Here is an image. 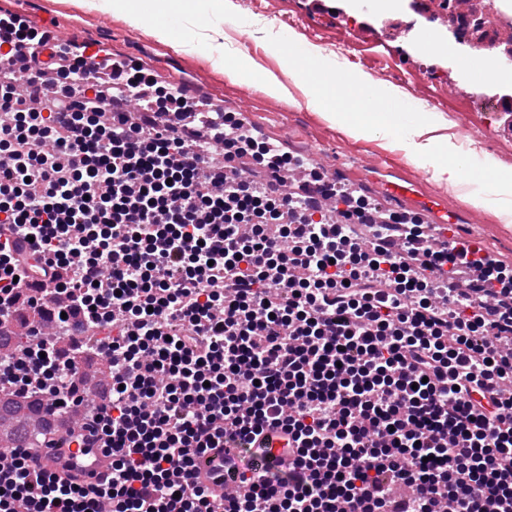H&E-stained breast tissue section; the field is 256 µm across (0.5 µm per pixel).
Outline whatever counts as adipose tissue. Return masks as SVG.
<instances>
[{
    "label": "adipose tissue",
    "mask_w": 512,
    "mask_h": 512,
    "mask_svg": "<svg viewBox=\"0 0 512 512\" xmlns=\"http://www.w3.org/2000/svg\"><path fill=\"white\" fill-rule=\"evenodd\" d=\"M82 6L104 14H123L135 27H151L163 43L193 49L206 45V32L224 21V0H81ZM161 13L175 16L181 32L173 39L168 27L156 24ZM288 74L296 85L316 77L318 88L306 93L308 106L322 109L333 127L357 139L383 138L402 146L412 159L433 167L438 179L458 189L473 207L494 210L512 219V171L491 155L472 156L460 149L455 135L446 133L438 112H399L400 94L393 88L372 87L362 74H343L323 61L317 48L303 47L288 56ZM213 63L230 80L247 78L263 93L288 97L278 77L241 56L216 52Z\"/></svg>",
    "instance_id": "1"
}]
</instances>
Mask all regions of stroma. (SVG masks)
I'll return each mask as SVG.
<instances>
[{
	"label": "stroma",
	"instance_id": "35a3bbf8",
	"mask_svg": "<svg viewBox=\"0 0 512 512\" xmlns=\"http://www.w3.org/2000/svg\"><path fill=\"white\" fill-rule=\"evenodd\" d=\"M326 11H312L308 0H224V42L247 54L258 67L282 74L288 59L272 44L277 35L293 36L314 46L344 72L364 74L372 86L381 71L403 102L442 113L452 133L466 132L473 149L492 154L512 169V134L503 112H487L483 102L512 90V67L488 79L473 68L478 51L460 43L441 19H427L402 6L396 12L351 11L347 0H326ZM24 17L41 29H61L76 44L95 43L111 53L152 64L160 81L180 78L189 93L227 109L246 105L248 120L266 137L284 140L286 148L315 153L346 184L363 192L384 183L408 188L413 198L454 218V231L481 242L493 255L512 264V223L495 212L467 204L431 167L410 159L387 141L355 140L332 128L320 112L308 108L302 88L290 98L265 94L248 83L233 81L214 68L205 51H183L162 44L145 29L131 26L119 14L77 10L71 0H26ZM308 18V29L289 26L288 17Z\"/></svg>",
	"mask_w": 512,
	"mask_h": 512
}]
</instances>
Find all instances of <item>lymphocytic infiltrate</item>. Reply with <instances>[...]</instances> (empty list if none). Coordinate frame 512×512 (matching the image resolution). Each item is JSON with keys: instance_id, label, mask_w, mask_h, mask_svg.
Returning a JSON list of instances; mask_svg holds the SVG:
<instances>
[{"instance_id": "f902f5d3", "label": "lymphocytic infiltrate", "mask_w": 512, "mask_h": 512, "mask_svg": "<svg viewBox=\"0 0 512 512\" xmlns=\"http://www.w3.org/2000/svg\"><path fill=\"white\" fill-rule=\"evenodd\" d=\"M105 64L155 116L100 111L84 50L0 17V331L30 336L0 389L54 427L106 364L84 429L112 457L80 485L10 449L0 512H512V266L341 183L307 196L322 172L237 113L185 133L162 116L198 101ZM268 427L294 461L262 472ZM201 468H200V482L204 485H207L210 488V491L214 494V496L220 497L224 495V485L223 486H215L209 482L206 478V473L208 474H221L224 477V451H211L208 454L204 455L201 459ZM208 461V463H207Z\"/></svg>"}]
</instances>
